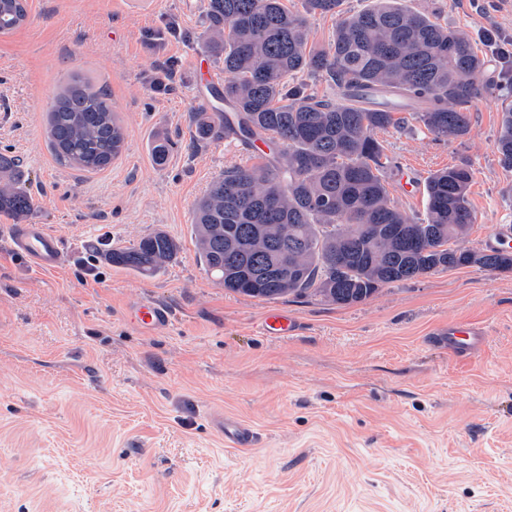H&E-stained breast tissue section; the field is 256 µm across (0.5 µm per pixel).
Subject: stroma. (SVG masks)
I'll return each mask as SVG.
<instances>
[{
  "mask_svg": "<svg viewBox=\"0 0 512 512\" xmlns=\"http://www.w3.org/2000/svg\"><path fill=\"white\" fill-rule=\"evenodd\" d=\"M206 3L27 0L25 23L0 34V153L19 158L38 205L25 223L56 233L66 257L32 269L0 213V512H512V270L427 274L339 306L229 292L200 263L196 201L255 161L241 143L192 139L195 113L224 109L198 61ZM408 4L475 41L483 83L512 78L486 39L512 40V0ZM166 59L174 84L157 93ZM74 73L107 88L124 129L97 172L48 145V111ZM509 108L512 90L474 100L462 139L413 118L377 133L396 173L421 181L471 163L476 251L492 225H512V170L495 150ZM159 134L175 143L161 166ZM396 173L390 199L424 216V194H401ZM158 229L180 252L155 276L109 260ZM138 301L165 304L169 327L133 324ZM273 310L296 335H261ZM452 321L484 329L471 359L449 357L439 331ZM216 411L255 426L258 447L226 446Z\"/></svg>",
  "mask_w": 512,
  "mask_h": 512,
  "instance_id": "stroma-1",
  "label": "stroma"
}]
</instances>
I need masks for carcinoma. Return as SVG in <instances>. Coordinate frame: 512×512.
Masks as SVG:
<instances>
[{"mask_svg":"<svg viewBox=\"0 0 512 512\" xmlns=\"http://www.w3.org/2000/svg\"><path fill=\"white\" fill-rule=\"evenodd\" d=\"M341 0H304L309 14L335 15ZM9 32L27 18L26 0H0ZM208 48L224 62L225 112H198L195 136L225 125L239 139L267 138L268 153L213 181L193 214L199 259L233 293L260 299L320 297L337 305L364 302L383 287L463 266L511 270L512 255L459 246L476 216L469 203L470 164L429 174L425 216L412 218L387 191L390 160L374 137L410 111L437 139L470 133L467 107L493 88L478 82L485 61L463 31L444 26L400 0L340 17L327 46L307 48L306 18L283 0H207ZM320 76L324 98L293 79ZM54 153L86 172L118 156L123 127L106 91L76 76L49 113ZM496 150L512 169V110L502 112ZM167 136L153 142L166 163ZM16 160L0 154V212L34 209ZM178 245L160 231L111 260L154 276Z\"/></svg>","mask_w":512,"mask_h":512,"instance_id":"carcinoma-1","label":"carcinoma"}]
</instances>
